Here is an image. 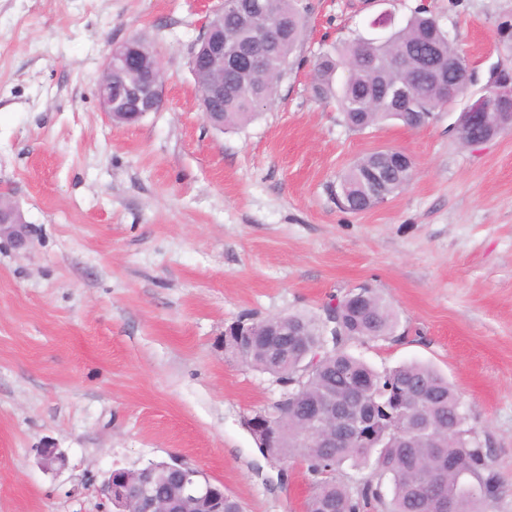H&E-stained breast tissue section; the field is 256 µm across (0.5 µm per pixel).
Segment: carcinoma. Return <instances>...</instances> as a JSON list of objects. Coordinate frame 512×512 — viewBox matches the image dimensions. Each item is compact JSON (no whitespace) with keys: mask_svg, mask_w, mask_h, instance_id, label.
<instances>
[{"mask_svg":"<svg viewBox=\"0 0 512 512\" xmlns=\"http://www.w3.org/2000/svg\"><path fill=\"white\" fill-rule=\"evenodd\" d=\"M262 12L250 33L238 28L234 10L224 9V40L247 44L259 66H224V116L234 129L255 119L273 101L283 70L306 25L303 0H260ZM274 28L273 44L259 35ZM461 55L436 20L419 10L405 27L382 40L361 35L323 54L314 68L312 92L320 100H336L347 125L363 131L386 120L417 129L427 125L442 102L437 73ZM380 174L376 187L368 177ZM414 167L396 155L387 160L374 151L340 176L349 198L345 209L363 212L374 197L387 198L413 178ZM336 308L314 321L289 313L275 318L288 322V335H268L270 320L248 316L242 335H224V346L240 360L270 375L281 388L267 404L272 438L256 435L259 451L285 463L300 461L312 477L306 512H367L388 505V512H445L444 500L461 499L463 512H488L504 493L488 449L466 426L462 397L433 367L409 363L379 372L348 351L353 341H375L394 333L397 314L392 304L371 288L361 298L348 290L334 296ZM274 346L288 348V357L266 356ZM357 388L372 407L378 438H351L323 448L313 437L314 409L334 394L347 396ZM367 469L356 486L336 479L344 465ZM161 481L157 492L167 495L176 471L165 461L154 463Z\"/></svg>","mask_w":512,"mask_h":512,"instance_id":"obj_1","label":"carcinoma"}]
</instances>
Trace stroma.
<instances>
[{
	"label": "stroma",
	"instance_id": "obj_1",
	"mask_svg": "<svg viewBox=\"0 0 512 512\" xmlns=\"http://www.w3.org/2000/svg\"><path fill=\"white\" fill-rule=\"evenodd\" d=\"M275 100L209 126L190 68L221 0H0V191L30 232L0 238V512H104L116 467L178 455L244 512H305L304 464L263 456L245 425L280 393L224 349L245 314L323 315L369 285L395 338L350 343L377 370L431 365L457 387L512 512V130L464 144L442 109L419 129H350L311 90L314 63L373 19L426 9L480 80L512 71V0H305ZM144 39L164 105L113 127L97 98L111 47ZM396 148L415 176L354 213L355 160ZM62 450L63 468L41 451Z\"/></svg>",
	"mask_w": 512,
	"mask_h": 512
}]
</instances>
